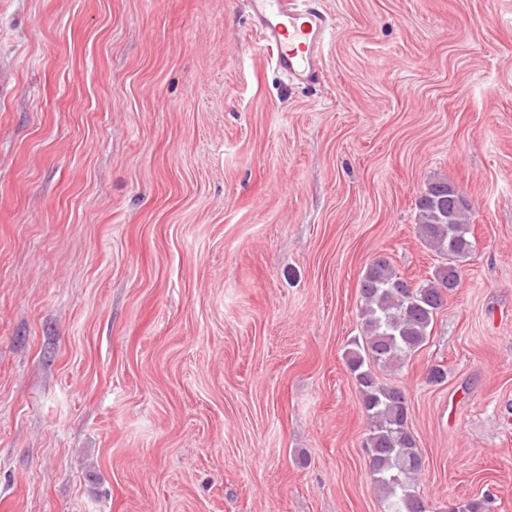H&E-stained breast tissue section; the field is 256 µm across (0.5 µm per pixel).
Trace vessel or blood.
I'll return each mask as SVG.
<instances>
[{"instance_id":"b4317fda","label":"vessel or blood","mask_w":512,"mask_h":512,"mask_svg":"<svg viewBox=\"0 0 512 512\" xmlns=\"http://www.w3.org/2000/svg\"><path fill=\"white\" fill-rule=\"evenodd\" d=\"M260 43L276 69L305 81L323 67L335 23L320 0H248Z\"/></svg>"}]
</instances>
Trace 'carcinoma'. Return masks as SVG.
<instances>
[{
    "label": "carcinoma",
    "mask_w": 512,
    "mask_h": 512,
    "mask_svg": "<svg viewBox=\"0 0 512 512\" xmlns=\"http://www.w3.org/2000/svg\"><path fill=\"white\" fill-rule=\"evenodd\" d=\"M470 204L452 184L437 180L415 200L417 234L445 263L416 285L384 257L374 259L359 283L362 336L345 351L366 419L362 440L384 512H430L416 491L424 467L408 428L404 389L380 381L378 369L394 368L426 342L447 296L459 288L462 262L473 250ZM490 495L456 505L454 512H489Z\"/></svg>",
    "instance_id": "1"
}]
</instances>
